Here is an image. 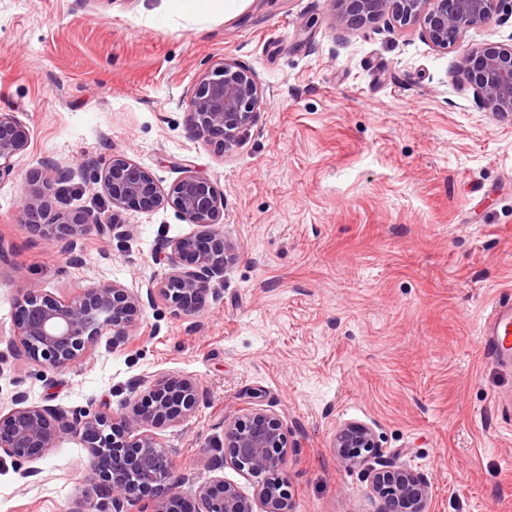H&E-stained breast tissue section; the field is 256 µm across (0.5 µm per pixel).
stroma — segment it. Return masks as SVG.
<instances>
[{
	"mask_svg": "<svg viewBox=\"0 0 512 512\" xmlns=\"http://www.w3.org/2000/svg\"><path fill=\"white\" fill-rule=\"evenodd\" d=\"M226 57L257 73L267 98L228 156L193 134L188 107ZM458 59L415 28L339 30L327 0H245L228 16L178 0H0V111L31 135L0 182V408L21 390L34 405L92 400L118 417L155 375L188 376L196 411L151 428L185 499L217 475L253 495L256 478L213 470L207 448L225 417L262 409L293 447L294 512H375L368 482L332 448L347 421L404 451L431 512H512V371L477 342L512 294V116L476 109ZM117 156L165 189L187 170L209 179L234 259L199 312L144 304L124 344L100 340L46 375L9 346L24 285L137 289L166 270L158 229L192 230L171 207H128L115 215L132 231L128 252L93 231L74 263L25 228L43 162L84 170L54 208L107 211L93 174ZM86 460L69 436L34 460L35 476L0 460V512H69L89 487Z\"/></svg>",
	"mask_w": 512,
	"mask_h": 512,
	"instance_id": "35a3bbf8",
	"label": "stroma"
}]
</instances>
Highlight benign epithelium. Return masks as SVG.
<instances>
[{
  "instance_id": "obj_1",
  "label": "benign epithelium",
  "mask_w": 512,
  "mask_h": 512,
  "mask_svg": "<svg viewBox=\"0 0 512 512\" xmlns=\"http://www.w3.org/2000/svg\"><path fill=\"white\" fill-rule=\"evenodd\" d=\"M340 27H362L385 18L406 28L420 26L433 47L462 49L457 70L462 89L472 93L477 109L512 115V43L489 47L465 46L470 31L512 18V0H327ZM265 104L261 80L251 69L225 58L200 79L191 96L195 135L229 155L242 145L257 110ZM28 127L12 112L0 113V180L13 174L18 158L29 146ZM76 175L57 162L44 164L39 181L25 197L22 223L72 258L85 235L106 228L125 248L131 230L88 209L55 211L51 197ZM100 193L121 209L170 206L198 231L169 238L158 231L160 254L169 272L148 281L146 296L159 297L173 311L190 315L211 283L224 277L233 249L216 227L224 210V195L205 177L188 171L165 191L151 172L117 157L94 177ZM142 296L116 283H103L70 297L38 288H24L15 302L12 344L41 371L57 373L79 362L103 336L112 344L125 341L140 316ZM12 408L0 413V458L23 464L56 447L68 435L87 448V477L96 496L108 501L111 512L128 506L144 493L153 499V512H186L178 490L179 475L172 451L148 432V427L178 422L195 411L199 389L190 377L169 375L149 384L148 396L129 400L119 422L93 402L70 410L27 404L24 392L13 395ZM332 447L347 468L358 467L370 490L381 500L379 512H430L427 481L399 453H385L375 429L362 422L336 428ZM213 460L231 465L258 479L249 498L218 477L195 491L193 512H292L282 493L281 474L289 451L283 422L261 409L224 419V439L212 445Z\"/></svg>"
}]
</instances>
